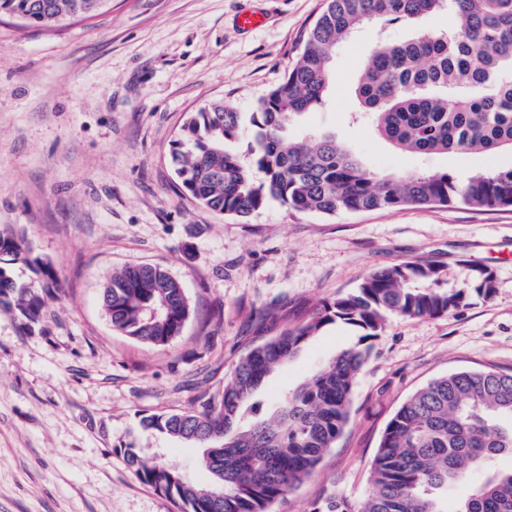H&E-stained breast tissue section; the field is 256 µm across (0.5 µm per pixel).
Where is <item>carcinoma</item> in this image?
I'll return each instance as SVG.
<instances>
[{
  "instance_id": "1",
  "label": "carcinoma",
  "mask_w": 512,
  "mask_h": 512,
  "mask_svg": "<svg viewBox=\"0 0 512 512\" xmlns=\"http://www.w3.org/2000/svg\"><path fill=\"white\" fill-rule=\"evenodd\" d=\"M106 0H0V15L41 27L96 15ZM448 10L462 26L403 43L381 42L355 94L377 134L401 151L423 155L512 148V0H327L303 35L282 83L251 112L211 102L192 113L171 141L182 194L218 214L246 217L278 201L298 212L333 215L400 206L457 204L512 207V169H486L463 179L443 173L381 174L328 132L292 135L298 118L324 104L331 51L358 29ZM249 138L254 181L235 145ZM40 280L18 282L15 264ZM461 288H445L440 265L408 261L375 271L354 292L323 306L307 322L253 346L224 384L220 399L200 408L142 416L146 430L202 449L208 484L155 458L124 449L138 478L171 499L177 512H271L297 490L335 447L350 414L354 381L373 350L386 315L438 317L466 304L468 291L488 298L494 276L466 264ZM58 287L52 267L22 236L0 231V313L24 332L41 320ZM102 306L112 329L149 344L179 336L193 313L179 279L154 265L124 266L106 278ZM342 321L361 330L340 351L270 407L268 379L324 326ZM512 453V373L459 370L418 389L387 423L371 463L372 493L359 512H447L442 494L459 486L455 512H512V470L491 468ZM313 512H354L332 492Z\"/></svg>"
}]
</instances>
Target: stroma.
<instances>
[{"instance_id": "35a3bbf8", "label": "stroma", "mask_w": 512, "mask_h": 512, "mask_svg": "<svg viewBox=\"0 0 512 512\" xmlns=\"http://www.w3.org/2000/svg\"><path fill=\"white\" fill-rule=\"evenodd\" d=\"M325 0H108L94 17L52 28L0 17V228L24 234L58 288L35 330L0 313V512H176L128 468L123 450L206 483L199 451L143 430L142 415L217 397L237 362L294 328L371 272L407 261L489 267L495 290L440 317L388 316L355 379L349 421L313 475L273 512H311L336 491L354 512L403 402L458 369L512 372V208L403 206L333 215L269 202L218 215L183 196L169 144L215 100L240 112L280 83ZM259 11L245 30L238 16ZM442 12L361 29L337 45L326 103L296 136L325 130L381 173L465 176L512 169V151L416 155L351 120L353 86L378 40L452 31ZM164 266L194 305L182 333L155 346L115 332L101 291L112 269ZM325 326L262 391L276 402L351 345Z\"/></svg>"}]
</instances>
